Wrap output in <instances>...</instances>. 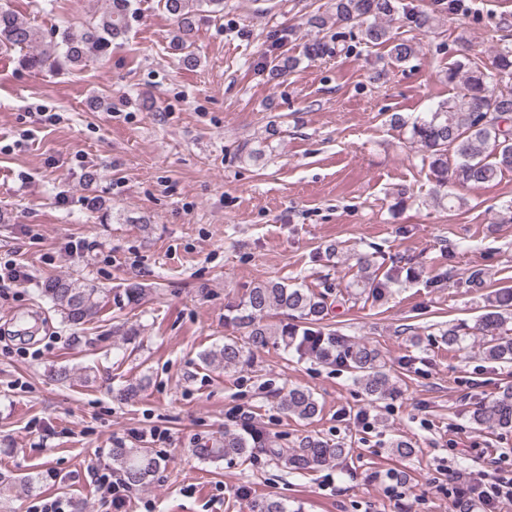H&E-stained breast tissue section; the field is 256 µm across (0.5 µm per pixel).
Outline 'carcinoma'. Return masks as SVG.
<instances>
[{"label":"carcinoma","mask_w":512,"mask_h":512,"mask_svg":"<svg viewBox=\"0 0 512 512\" xmlns=\"http://www.w3.org/2000/svg\"><path fill=\"white\" fill-rule=\"evenodd\" d=\"M464 0H436L433 9L411 0H330L328 10L316 13L310 25L326 32L323 38L303 46V55L319 58L335 51L339 33L328 34L333 27L348 26L358 31L363 44L387 49V58L404 63L416 53L408 39L391 36L389 23L398 21L412 30L430 31L443 15L464 12ZM212 12L224 10V0H160V5L178 25L180 44L190 35L200 6ZM131 0H106V6L93 23L79 32L63 30L59 36L45 38L38 29L23 20L8 3H0V50L17 51L18 65L36 71H55L81 66L105 58L112 45L127 36V15ZM446 80L460 86L434 111L412 122L411 143L422 152L435 182V195L448 201V207L460 201L452 189L485 184L512 171V45L497 47L487 62H477L465 54L445 72ZM399 270L380 268L369 255L359 258L356 275L345 286L346 295L355 300L377 303L390 285L398 282ZM149 293L138 282H127L111 290L95 283L68 276H49L40 284V294L58 313L61 321L79 327L98 319L105 299L112 297L121 308L137 306ZM282 314L293 323L279 327L266 322L270 314ZM329 306L326 294L275 279L254 283L233 306L231 320L242 330L243 341L229 338L200 354L208 366L236 369L248 363L254 352L279 345L300 357L330 361L350 370L365 394L382 399L393 392V384L380 359L379 351L365 342H352L326 324ZM483 337L482 354L491 362L512 363V288L485 296L484 313L467 329L450 324L440 330L443 343L461 347L468 336ZM147 387V380L128 383L118 389L116 399L134 402ZM284 414L301 421L314 420L321 411L314 394L295 387L280 397ZM471 422L484 429L512 432V386L494 398L476 406ZM286 468L312 471L341 459L347 449L318 436L302 438L296 448H284L263 431L253 427L226 430L195 448L203 460L218 462L247 460L256 450ZM112 465L124 482L142 487L160 465L161 458L150 448H112ZM250 512H291L278 498L266 497L251 503Z\"/></svg>","instance_id":"carcinoma-1"}]
</instances>
